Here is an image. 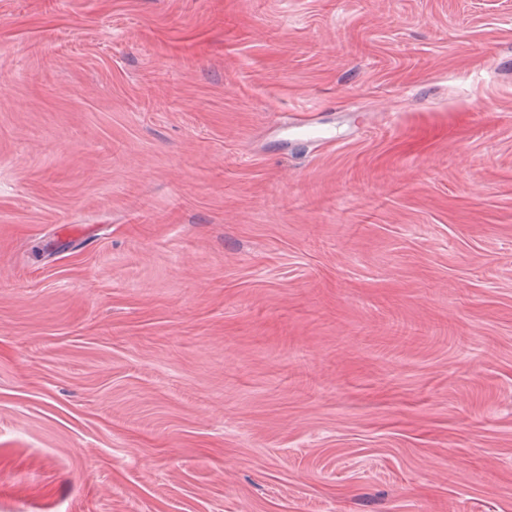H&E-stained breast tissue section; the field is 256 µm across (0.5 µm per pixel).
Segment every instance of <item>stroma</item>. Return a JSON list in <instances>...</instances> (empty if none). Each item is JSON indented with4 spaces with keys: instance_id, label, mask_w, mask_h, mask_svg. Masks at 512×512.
<instances>
[{
    "instance_id": "1",
    "label": "stroma",
    "mask_w": 512,
    "mask_h": 512,
    "mask_svg": "<svg viewBox=\"0 0 512 512\" xmlns=\"http://www.w3.org/2000/svg\"><path fill=\"white\" fill-rule=\"evenodd\" d=\"M0 512H512V0H0Z\"/></svg>"
}]
</instances>
